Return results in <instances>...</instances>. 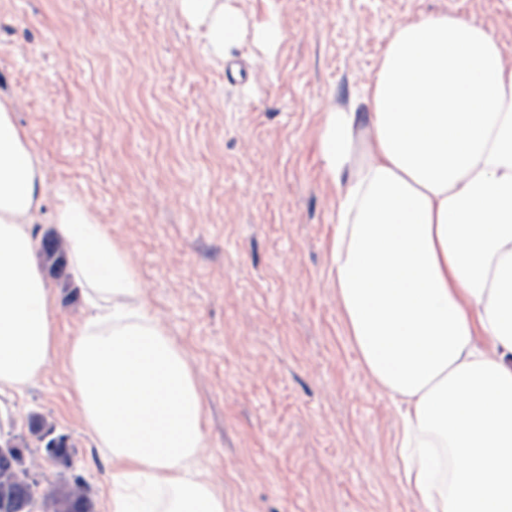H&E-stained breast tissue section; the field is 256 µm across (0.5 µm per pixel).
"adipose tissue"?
Masks as SVG:
<instances>
[{
	"mask_svg": "<svg viewBox=\"0 0 512 512\" xmlns=\"http://www.w3.org/2000/svg\"><path fill=\"white\" fill-rule=\"evenodd\" d=\"M214 55L242 35L223 0H179ZM369 110H327L335 184L329 273L348 333L400 421L398 464L422 512H512V61L475 21L400 24ZM42 160L0 101V393L39 379L57 303L35 263ZM55 222L86 317L67 379L112 464L105 512H224L198 466L204 410L180 347L126 251L80 199Z\"/></svg>",
	"mask_w": 512,
	"mask_h": 512,
	"instance_id": "ef3b65f1",
	"label": "adipose tissue"
}]
</instances>
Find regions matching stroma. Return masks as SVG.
Returning a JSON list of instances; mask_svg holds the SVG:
<instances>
[{
  "label": "stroma",
  "mask_w": 512,
  "mask_h": 512,
  "mask_svg": "<svg viewBox=\"0 0 512 512\" xmlns=\"http://www.w3.org/2000/svg\"><path fill=\"white\" fill-rule=\"evenodd\" d=\"M240 44L209 55L178 0H0V100L37 149L52 229L83 200L182 348L206 412L199 465L224 512H420L397 469L399 424L367 376L328 273L336 187L317 142L364 89L395 27L450 13L512 60V0H231ZM277 18L281 39L255 34ZM56 352L0 395V422L38 412L69 434L102 503L110 462L66 375L85 312L55 288Z\"/></svg>",
  "instance_id": "obj_1"
}]
</instances>
